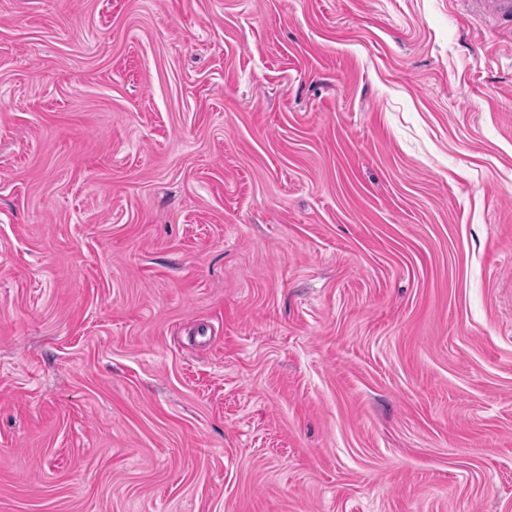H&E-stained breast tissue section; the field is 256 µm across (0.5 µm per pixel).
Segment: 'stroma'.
<instances>
[{
	"label": "stroma",
	"instance_id": "stroma-1",
	"mask_svg": "<svg viewBox=\"0 0 512 512\" xmlns=\"http://www.w3.org/2000/svg\"><path fill=\"white\" fill-rule=\"evenodd\" d=\"M0 512H512V24L0 0Z\"/></svg>",
	"mask_w": 512,
	"mask_h": 512
}]
</instances>
